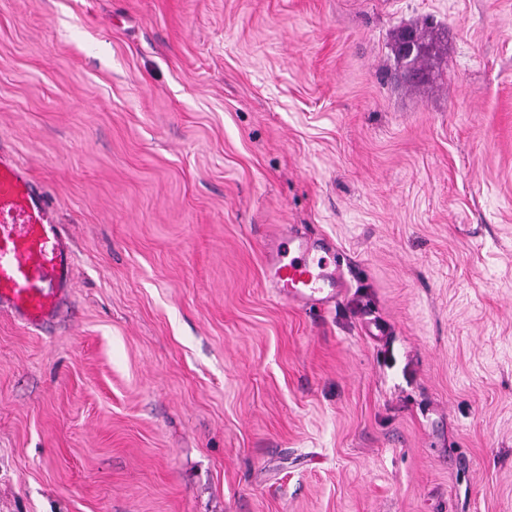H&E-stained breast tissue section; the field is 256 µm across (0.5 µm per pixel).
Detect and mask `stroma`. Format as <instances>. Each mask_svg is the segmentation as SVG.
<instances>
[{
    "instance_id": "1",
    "label": "stroma",
    "mask_w": 512,
    "mask_h": 512,
    "mask_svg": "<svg viewBox=\"0 0 512 512\" xmlns=\"http://www.w3.org/2000/svg\"><path fill=\"white\" fill-rule=\"evenodd\" d=\"M1 150L75 268L0 308V512H512V0H0ZM412 30L415 33L418 46H417V43H416L414 37L410 34H407L400 46V52L398 53V46L401 41L400 34L396 41V46H397L396 57L398 56V54L400 55V65L403 66V69H407L409 72H411V70H413L411 60L418 53V51H419V53L414 60V65L415 64L418 65V64L422 63V60L425 57L424 53H422L424 44H425L423 31L418 30L417 28H412ZM418 47H419V49H418ZM321 250L320 243L309 238L293 233L281 237L276 256L266 266L267 279L280 298L311 309L327 306L343 296L344 265L334 253L332 263L325 256L316 257Z\"/></svg>"
}]
</instances>
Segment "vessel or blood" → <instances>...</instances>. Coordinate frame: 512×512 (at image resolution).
<instances>
[{
    "label": "vessel or blood",
    "instance_id": "1",
    "mask_svg": "<svg viewBox=\"0 0 512 512\" xmlns=\"http://www.w3.org/2000/svg\"><path fill=\"white\" fill-rule=\"evenodd\" d=\"M319 242L284 234L266 266L278 296L305 308L342 297L343 263L321 256ZM72 272V248L55 207L14 155L0 152V306L37 327L56 314Z\"/></svg>",
    "mask_w": 512,
    "mask_h": 512
}]
</instances>
